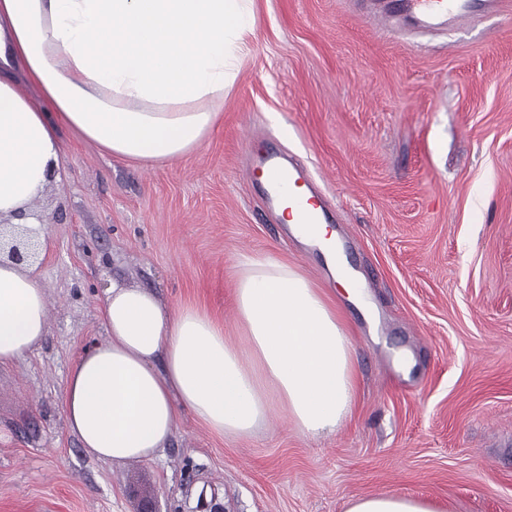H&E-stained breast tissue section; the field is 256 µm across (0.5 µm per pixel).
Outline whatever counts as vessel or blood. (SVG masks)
Returning a JSON list of instances; mask_svg holds the SVG:
<instances>
[{"instance_id": "obj_1", "label": "vessel or blood", "mask_w": 512, "mask_h": 512, "mask_svg": "<svg viewBox=\"0 0 512 512\" xmlns=\"http://www.w3.org/2000/svg\"><path fill=\"white\" fill-rule=\"evenodd\" d=\"M510 7L512 0H389L374 17L384 30L397 18H408L424 27L444 20L456 27ZM252 169L264 180L270 197L287 196L289 203L298 210L300 223H332L333 218L318 194L307 197L302 194L303 189L311 185L309 175L297 167L285 166L276 148L255 155Z\"/></svg>"}]
</instances>
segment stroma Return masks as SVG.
I'll return each instance as SVG.
<instances>
[{"mask_svg":"<svg viewBox=\"0 0 512 512\" xmlns=\"http://www.w3.org/2000/svg\"><path fill=\"white\" fill-rule=\"evenodd\" d=\"M254 11L219 119L180 161L119 159L60 130L33 203L48 336L0 367V512H345L389 493L512 512V11L389 36L347 0ZM272 141L317 180L367 307L251 180L247 151ZM241 254L286 260L335 298L357 372L336 434L302 436L277 413L219 437L187 414L154 459L85 454L64 388L106 337L107 289L197 305L232 336Z\"/></svg>","mask_w":512,"mask_h":512,"instance_id":"35a3bbf8","label":"stroma"}]
</instances>
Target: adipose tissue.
<instances>
[{"label": "adipose tissue", "instance_id": "obj_1", "mask_svg": "<svg viewBox=\"0 0 512 512\" xmlns=\"http://www.w3.org/2000/svg\"><path fill=\"white\" fill-rule=\"evenodd\" d=\"M254 22L252 0H0V221L45 239L30 207L60 166L61 128L135 161L172 163L200 146ZM279 214L337 268L331 225L300 224L284 203ZM232 297L236 337L197 306L172 311L146 289L112 286L107 338L81 354L64 390L67 424L88 456L152 458L185 412L219 436L254 435L277 411L305 436L339 429L356 371L332 297L287 261L250 255L237 260ZM47 335L36 264L0 260V365ZM345 512L445 510L367 495Z\"/></svg>", "mask_w": 512, "mask_h": 512}]
</instances>
